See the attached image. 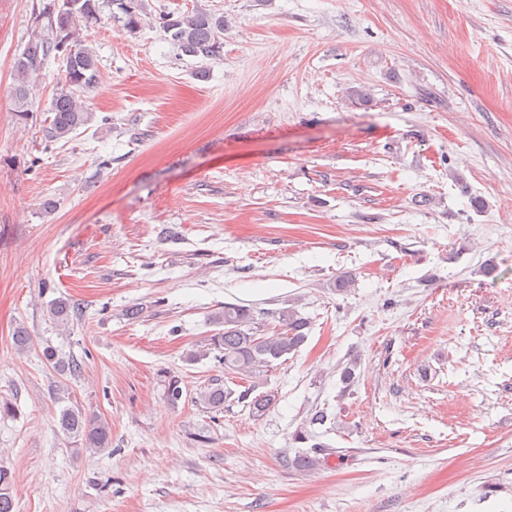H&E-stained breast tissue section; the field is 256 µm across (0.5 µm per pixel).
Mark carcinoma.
<instances>
[{"label": "carcinoma", "instance_id": "obj_1", "mask_svg": "<svg viewBox=\"0 0 512 512\" xmlns=\"http://www.w3.org/2000/svg\"><path fill=\"white\" fill-rule=\"evenodd\" d=\"M111 6V18L129 32L140 28L144 0H107ZM99 0H53L34 13L36 30L23 52L15 59L12 95L17 102V116L26 120L31 109L28 105L31 83L35 82L50 55L69 60L65 68L68 89L57 94L49 109L51 116L44 126V140L57 143L70 139L80 128L91 121L80 92L95 87L99 81L98 67L93 51L80 38L82 29L98 22ZM159 29L180 51L204 61L221 57L224 33V17L211 12L192 11L179 15L166 13L157 18ZM50 320L58 327L68 328L79 315V305L68 300L52 302L47 309ZM272 332H265L268 323ZM211 323L220 330L209 336L204 349L192 351L189 360L209 355L224 366V374L250 379L246 390L235 393L220 377L208 379L196 392V403L210 413H220L232 397L247 403L255 417L266 414L276 403L271 392L252 395L260 381L281 359L299 350L306 342L310 329L309 318L296 307L288 306L276 311H257L232 303L224 304V310L212 316ZM15 349L20 353L30 350L31 336L23 325L13 332ZM45 361L59 373L73 376L81 373L82 366L74 358H64L48 346L43 350ZM164 395L177 403L183 395L181 379L176 375L164 377ZM58 431L77 447L95 454L112 451V427L99 416L92 415L77 405L64 407L57 419ZM319 455L301 454L291 465L302 471L320 467ZM13 475L11 469L0 462V512H14L12 496Z\"/></svg>", "mask_w": 512, "mask_h": 512}]
</instances>
